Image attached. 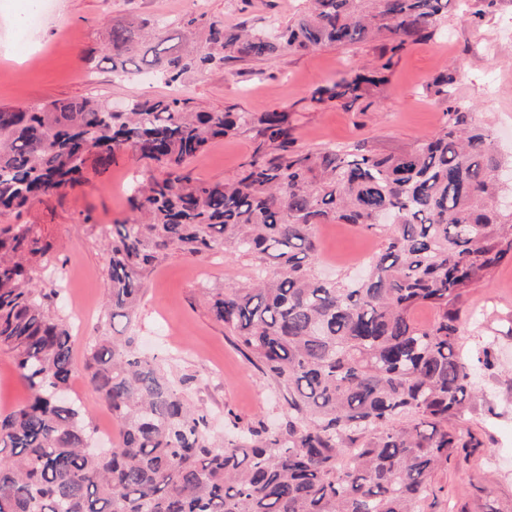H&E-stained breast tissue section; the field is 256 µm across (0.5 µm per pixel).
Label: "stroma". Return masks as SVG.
<instances>
[{"label":"stroma","mask_w":512,"mask_h":512,"mask_svg":"<svg viewBox=\"0 0 512 512\" xmlns=\"http://www.w3.org/2000/svg\"><path fill=\"white\" fill-rule=\"evenodd\" d=\"M300 0H207L206 19L233 27L284 22ZM30 0H0V106L24 108L53 100L95 98L122 106L132 99L180 95L202 109L288 110L297 148L317 151L332 144H358L373 153L395 154L436 132L444 120L441 103L422 87L437 71L464 62L456 94L494 135L497 152L512 159V0H500L482 22L449 9L433 39L407 46L370 109H317L310 91L341 74L371 64L380 44L355 49L326 46L304 55L285 54L260 62L265 75L250 77L247 66L191 74L180 88L167 86L145 69L119 78L108 59L113 24L151 25L164 17L167 33L184 37V19L196 15L192 0H53L47 19L26 29ZM254 136L237 133L214 139L187 166L192 178L232 179L250 155ZM137 155L122 154L103 175H89L72 190L36 201L27 211L5 216L8 224L37 225L52 253L64 262L68 287L51 309L73 338L77 375L71 388L94 427L117 422L85 371L88 345L108 336L134 335L146 355L165 359L178 391L205 409L216 432L226 413L240 426H255L288 414L286 389L263 375L236 337L210 311L209 298L252 275L249 258L235 254L187 256L172 252L143 281L132 319H109L107 246L113 225L131 215L129 186L154 174ZM317 275L335 279L361 270L378 251L381 236L352 224H323L317 230ZM465 321L461 352L474 361L477 393L465 425L480 440L467 462L438 468L422 512H512V262L460 300ZM492 349V365L476 358ZM30 392L13 359L0 349V414L22 407Z\"/></svg>","instance_id":"35a3bbf8"}]
</instances>
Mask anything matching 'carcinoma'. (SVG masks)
Segmentation results:
<instances>
[{
  "mask_svg": "<svg viewBox=\"0 0 512 512\" xmlns=\"http://www.w3.org/2000/svg\"><path fill=\"white\" fill-rule=\"evenodd\" d=\"M498 0H303L277 32L184 20L201 37L194 56L169 38L149 48L168 84L230 62L272 61L325 45L385 40L377 62L315 87L321 108L368 109L394 57L434 37L453 4L469 20ZM143 27L112 26L109 49L136 51ZM461 69L426 92L445 121L413 148L363 154L294 147L291 118L197 110L190 99L131 100L125 111L93 98L0 108V216L102 175L128 151L159 174L130 187L132 216L112 229V318L131 319L144 278L169 252H232L253 262L252 282L210 297V310L262 373L288 392V417L220 440L208 416L178 393L167 365L135 337L89 345V382L119 424L95 448L77 400L60 402L74 374L72 335L48 315L38 281L58 272L33 224H0V348L30 401L0 415V512H421L432 471L476 448L458 427L474 397L463 357L459 301L512 260V178L492 131L458 102ZM256 132L229 181L186 171L209 142ZM355 224L383 247L368 270L318 277L305 259L319 224ZM277 260L269 271L265 257ZM434 311L420 324L414 312Z\"/></svg>",
  "mask_w": 512,
  "mask_h": 512,
  "instance_id": "1",
  "label": "carcinoma"
}]
</instances>
